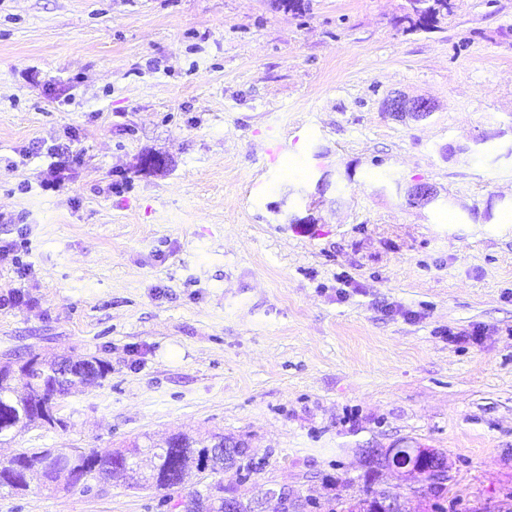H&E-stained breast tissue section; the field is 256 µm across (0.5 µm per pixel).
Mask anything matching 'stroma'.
Wrapping results in <instances>:
<instances>
[{"mask_svg": "<svg viewBox=\"0 0 512 512\" xmlns=\"http://www.w3.org/2000/svg\"><path fill=\"white\" fill-rule=\"evenodd\" d=\"M404 3L0 0V239L33 266L0 258V355L112 365L13 448L221 433L262 464L247 498L433 448L447 512H512V0L432 33ZM397 92L437 108L396 119ZM91 485L0 512H169ZM49 153L54 155L55 158L62 159L60 164L51 168L50 172H48L47 177L44 178L42 183L45 187L50 188H59L65 180V175L63 174L66 171V163L74 162L76 157L73 155V151L71 149V145L69 143H59L56 145H52L49 149Z\"/></svg>", "mask_w": 512, "mask_h": 512, "instance_id": "1", "label": "stroma"}]
</instances>
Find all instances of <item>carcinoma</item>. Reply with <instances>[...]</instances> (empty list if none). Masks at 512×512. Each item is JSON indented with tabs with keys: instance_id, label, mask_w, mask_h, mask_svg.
Returning <instances> with one entry per match:
<instances>
[{
	"instance_id": "obj_1",
	"label": "carcinoma",
	"mask_w": 512,
	"mask_h": 512,
	"mask_svg": "<svg viewBox=\"0 0 512 512\" xmlns=\"http://www.w3.org/2000/svg\"><path fill=\"white\" fill-rule=\"evenodd\" d=\"M456 0H405L402 13L393 19L396 28L404 32H434L440 23L453 15ZM65 356H45L32 353L26 359L16 361L10 354H4L0 362V443L14 439L18 427L47 423L44 413L58 408L59 400L78 387H89L101 383L112 372L111 364L93 357L80 360L70 370L62 368ZM236 447L237 443L220 433L195 438L185 433L170 435L165 445L142 447L138 442L122 450L101 454L95 450H63L55 448H22L9 458H0V488L15 493L30 489L33 480L54 489L85 492L90 489L89 479H125L126 467L135 465L144 454L150 455L151 467L141 481L129 483L130 489L171 491L182 487L188 474L196 471L207 480L204 489L194 490L182 497L177 506L183 512H224V498L238 492L237 487L224 484V472L220 461L224 449ZM366 455L365 476L369 484L359 494H341L325 503L313 497L293 499L300 506L325 512H379L383 502L391 500L390 512H403L400 497L390 494L384 488L374 489L370 483H381L390 475V470L374 462V449H364ZM420 475L419 491L422 495L441 497L444 483L437 476L436 460H416Z\"/></svg>"
}]
</instances>
